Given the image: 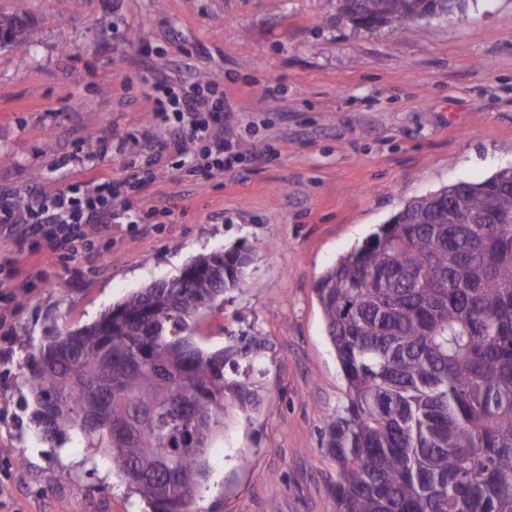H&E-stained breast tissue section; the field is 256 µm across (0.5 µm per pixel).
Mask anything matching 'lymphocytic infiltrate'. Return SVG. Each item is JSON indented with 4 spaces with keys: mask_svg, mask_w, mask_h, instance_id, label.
Listing matches in <instances>:
<instances>
[{
    "mask_svg": "<svg viewBox=\"0 0 512 512\" xmlns=\"http://www.w3.org/2000/svg\"><path fill=\"white\" fill-rule=\"evenodd\" d=\"M141 81L152 116L151 131L134 139L148 153L143 166L121 181L87 179L50 193L36 187L23 200L0 191V238L20 247L37 243L65 260L89 245L91 233L135 223L136 196L155 178L161 153L207 178L232 165L221 120L228 106L216 80L192 73L183 60L165 71L147 68Z\"/></svg>",
    "mask_w": 512,
    "mask_h": 512,
    "instance_id": "obj_1",
    "label": "lymphocytic infiltrate"
}]
</instances>
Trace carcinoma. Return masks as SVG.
I'll list each match as a JSON object with an SVG mask.
<instances>
[{
	"label": "carcinoma",
	"instance_id": "cac0c4a2",
	"mask_svg": "<svg viewBox=\"0 0 512 512\" xmlns=\"http://www.w3.org/2000/svg\"><path fill=\"white\" fill-rule=\"evenodd\" d=\"M353 24L412 30L466 0H338ZM26 0L0 13V47L29 51ZM250 249L202 253L77 331L48 328L20 408L46 443L99 448L152 512H192L224 401L250 343L207 352L197 324L240 287ZM316 293L348 388L326 422L336 512H512V167L416 197L339 257ZM121 422L116 435L88 411Z\"/></svg>",
	"mask_w": 512,
	"mask_h": 512
}]
</instances>
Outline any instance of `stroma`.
<instances>
[{
    "label": "stroma",
    "instance_id": "35a3bbf8",
    "mask_svg": "<svg viewBox=\"0 0 512 512\" xmlns=\"http://www.w3.org/2000/svg\"><path fill=\"white\" fill-rule=\"evenodd\" d=\"M32 47L0 49V190H56L92 171L127 174L149 130L150 101L129 82L144 62L191 52L234 109L224 138L237 159L205 181L157 164L139 224L112 227L111 262L91 251L61 265L0 245L20 270L0 295V512H151L100 452L48 447L19 407L30 346L47 327L89 324L195 256L247 248L241 288L198 326L213 351L247 336L242 363L263 399L227 400L206 451L196 512H336V463L322 446L343 415L346 382L316 282L410 199L512 166V0H478L465 21L415 32L355 28L336 0H27ZM112 153L81 155L90 133ZM73 157L72 166L57 163ZM27 457L16 468L13 457Z\"/></svg>",
    "mask_w": 512,
    "mask_h": 512
}]
</instances>
